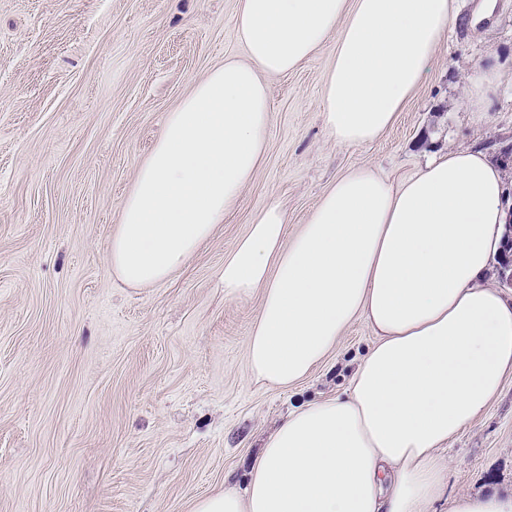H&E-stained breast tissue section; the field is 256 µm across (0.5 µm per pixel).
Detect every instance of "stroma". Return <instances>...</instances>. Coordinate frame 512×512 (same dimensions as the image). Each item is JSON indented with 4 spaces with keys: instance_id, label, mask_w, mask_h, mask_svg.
<instances>
[{
    "instance_id": "1",
    "label": "stroma",
    "mask_w": 512,
    "mask_h": 512,
    "mask_svg": "<svg viewBox=\"0 0 512 512\" xmlns=\"http://www.w3.org/2000/svg\"><path fill=\"white\" fill-rule=\"evenodd\" d=\"M436 61L393 125L340 148L317 102L333 44L267 77L264 160L236 207L169 279L131 288L108 255L120 208L172 112L225 58H245L237 0H0V512H191L243 485L261 439L343 394L372 328L356 320L306 380L255 381L261 295H224V257L269 197L296 234L359 166L398 184L426 161L512 151V0H453ZM501 83L463 105L474 67ZM502 161V160H501ZM441 494H512V375L442 450Z\"/></svg>"
}]
</instances>
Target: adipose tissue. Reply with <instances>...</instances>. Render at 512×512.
<instances>
[{
  "label": "adipose tissue",
  "mask_w": 512,
  "mask_h": 512,
  "mask_svg": "<svg viewBox=\"0 0 512 512\" xmlns=\"http://www.w3.org/2000/svg\"><path fill=\"white\" fill-rule=\"evenodd\" d=\"M451 0H237L247 61L225 59L168 114L120 209L109 266L126 285L183 267L236 205L266 151L264 75L334 41L320 116L337 146L390 127L435 60ZM512 219L504 173L449 151L399 186L360 167L295 235L278 198L224 258V295L261 290L246 340L259 383L290 388L363 319L376 334L345 393L289 412L244 488L191 512H426L440 452L512 375V302L486 281Z\"/></svg>",
  "instance_id": "1"
}]
</instances>
